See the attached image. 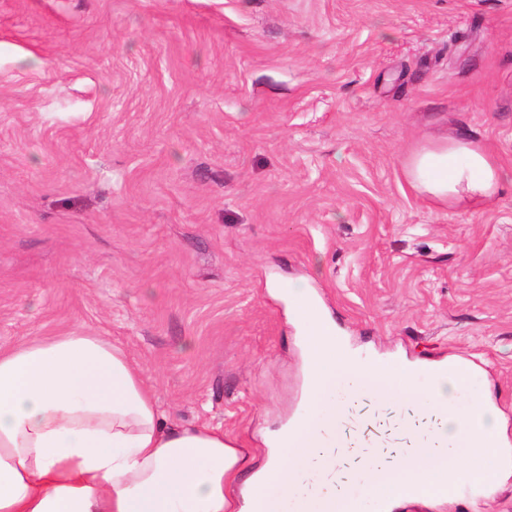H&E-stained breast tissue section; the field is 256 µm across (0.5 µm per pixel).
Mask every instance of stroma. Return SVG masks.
Masks as SVG:
<instances>
[{"label": "stroma", "mask_w": 512, "mask_h": 512, "mask_svg": "<svg viewBox=\"0 0 512 512\" xmlns=\"http://www.w3.org/2000/svg\"><path fill=\"white\" fill-rule=\"evenodd\" d=\"M451 134L512 170V0H0V349L80 326L178 423L302 411L306 283L352 348L469 361L512 449V183L425 200ZM399 403L345 424L406 437ZM401 512H512V467Z\"/></svg>", "instance_id": "35a3bbf8"}]
</instances>
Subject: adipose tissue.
<instances>
[{
	"instance_id": "adipose-tissue-1",
	"label": "adipose tissue",
	"mask_w": 512,
	"mask_h": 512,
	"mask_svg": "<svg viewBox=\"0 0 512 512\" xmlns=\"http://www.w3.org/2000/svg\"><path fill=\"white\" fill-rule=\"evenodd\" d=\"M410 185L429 200L480 211L512 176L484 147L461 136L415 150L405 163ZM307 355V410L269 441L262 465L236 438L206 423L174 424L126 351L73 329L0 349V512H255L271 497L272 476L298 485L301 463L334 456L338 410L320 411L339 374L437 414L451 451L407 450L390 483L372 490L375 512L410 503L448 502L456 485L486 484V463L503 456L498 418L467 365H427L432 386L418 391L417 368L348 351L303 288L287 289ZM470 403L459 410L460 391ZM475 463L460 468V453Z\"/></svg>"
}]
</instances>
